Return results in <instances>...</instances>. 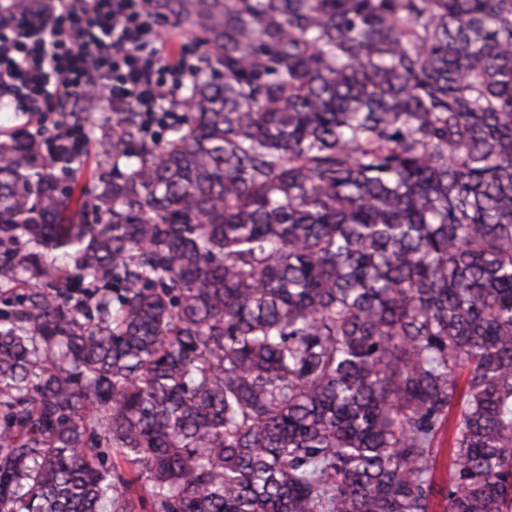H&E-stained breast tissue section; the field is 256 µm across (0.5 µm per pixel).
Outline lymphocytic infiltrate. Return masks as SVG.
Masks as SVG:
<instances>
[{
    "label": "lymphocytic infiltrate",
    "instance_id": "1",
    "mask_svg": "<svg viewBox=\"0 0 512 512\" xmlns=\"http://www.w3.org/2000/svg\"><path fill=\"white\" fill-rule=\"evenodd\" d=\"M154 0H0V107L22 102L18 132L38 139L47 157H81L85 126L53 122L66 102L105 97L116 109L135 106L145 137L178 123L179 92L203 72L207 57L172 27L162 26Z\"/></svg>",
    "mask_w": 512,
    "mask_h": 512
}]
</instances>
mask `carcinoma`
<instances>
[{"instance_id": "1", "label": "carcinoma", "mask_w": 512, "mask_h": 512, "mask_svg": "<svg viewBox=\"0 0 512 512\" xmlns=\"http://www.w3.org/2000/svg\"><path fill=\"white\" fill-rule=\"evenodd\" d=\"M222 38L84 178L0 141V512H512V0Z\"/></svg>"}]
</instances>
